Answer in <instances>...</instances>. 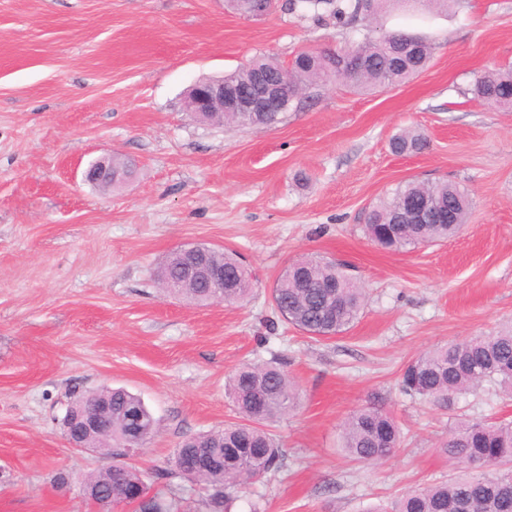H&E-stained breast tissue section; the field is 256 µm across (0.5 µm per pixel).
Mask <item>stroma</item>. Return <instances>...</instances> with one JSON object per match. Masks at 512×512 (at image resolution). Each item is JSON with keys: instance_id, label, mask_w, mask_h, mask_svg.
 I'll use <instances>...</instances> for the list:
<instances>
[{"instance_id": "obj_1", "label": "stroma", "mask_w": 512, "mask_h": 512, "mask_svg": "<svg viewBox=\"0 0 512 512\" xmlns=\"http://www.w3.org/2000/svg\"><path fill=\"white\" fill-rule=\"evenodd\" d=\"M418 29L434 42L421 74L371 91L319 84L282 122L243 128L197 119L186 89L361 31L281 10L254 19L226 0H0V512H96L81 479L115 459L69 446L75 391L143 398L157 430L129 461L181 512H207V493L168 475V461L184 438L238 422L224 384L244 363L279 358L301 399L272 426L281 468L231 512H368L454 476L441 445L455 419H512V399L488 387L447 408L400 388L417 355L512 321V108L470 92L512 64V0H450ZM404 130L428 147L393 153ZM112 156L136 176L106 190L84 182L88 164ZM410 179L466 187L468 222L445 242L382 250L364 214ZM197 243L242 256L254 275L246 303L159 291L157 267ZM302 255L342 264L366 288L347 332L314 340L276 317L271 289ZM371 404L404 438L362 463L341 431Z\"/></svg>"}]
</instances>
